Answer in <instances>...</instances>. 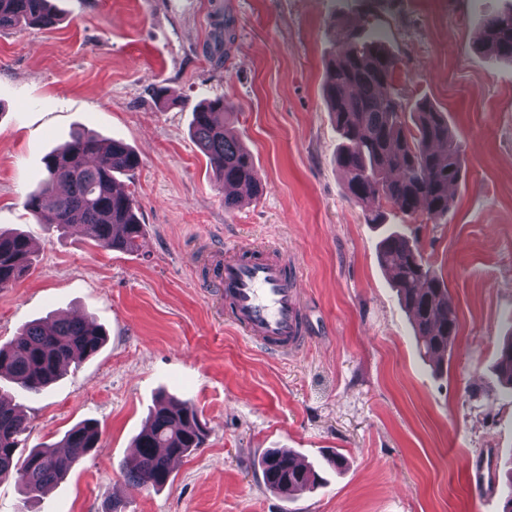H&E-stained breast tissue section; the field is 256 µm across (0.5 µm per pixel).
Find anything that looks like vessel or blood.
Segmentation results:
<instances>
[{"label": "vessel or blood", "instance_id": "b4317fda", "mask_svg": "<svg viewBox=\"0 0 512 512\" xmlns=\"http://www.w3.org/2000/svg\"><path fill=\"white\" fill-rule=\"evenodd\" d=\"M206 258L213 266V287L224 299V312L251 341L285 355L307 342V324L296 272L285 257H255L228 247Z\"/></svg>", "mask_w": 512, "mask_h": 512}]
</instances>
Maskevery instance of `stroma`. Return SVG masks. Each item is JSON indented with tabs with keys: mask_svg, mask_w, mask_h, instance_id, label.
Here are the masks:
<instances>
[{
	"mask_svg": "<svg viewBox=\"0 0 512 512\" xmlns=\"http://www.w3.org/2000/svg\"><path fill=\"white\" fill-rule=\"evenodd\" d=\"M50 29L0 30V230L33 243L34 268L0 290V345L25 324L75 314L106 341L43 393L0 384L25 414L26 447L58 445L93 421L99 446L37 502L0 482V512H502L512 469V399L494 365L512 331V64L478 52L480 17L512 0H54ZM373 11L409 103L444 112L465 173L446 217L406 218L377 201L367 223L335 156L323 98L343 21ZM234 21L223 67L206 48ZM235 105L225 124L264 189L233 211L192 136L204 99ZM123 140L139 166L117 184L143 235L104 251L22 205L45 157L78 132ZM406 235L457 309L455 347L435 370L379 263ZM234 245L285 252L298 270L309 340L275 359L227 323L199 255ZM190 401L202 448L161 489L132 491L120 469L159 395ZM291 449L326 466L292 496L266 488L260 462Z\"/></svg>",
	"mask_w": 512,
	"mask_h": 512,
	"instance_id": "1",
	"label": "stroma"
}]
</instances>
